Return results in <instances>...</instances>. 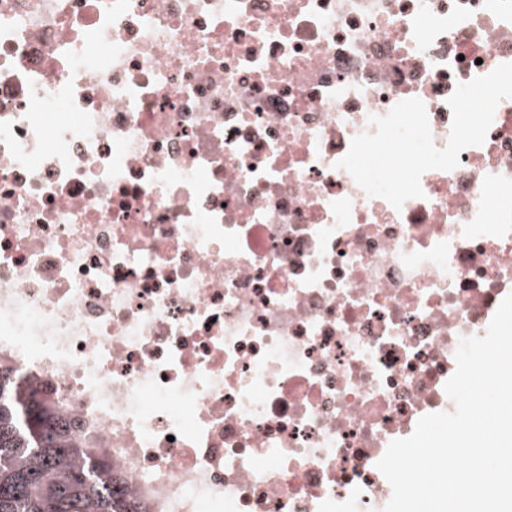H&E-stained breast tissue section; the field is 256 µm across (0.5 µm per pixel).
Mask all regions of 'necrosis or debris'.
<instances>
[{"label":"necrosis or debris","mask_w":512,"mask_h":512,"mask_svg":"<svg viewBox=\"0 0 512 512\" xmlns=\"http://www.w3.org/2000/svg\"><path fill=\"white\" fill-rule=\"evenodd\" d=\"M512 63V0H0V356L135 512H383L512 293V98L394 208L336 163Z\"/></svg>","instance_id":"obj_1"}]
</instances>
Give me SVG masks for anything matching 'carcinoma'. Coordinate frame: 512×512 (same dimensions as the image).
Listing matches in <instances>:
<instances>
[{"label":"carcinoma","instance_id":"1","mask_svg":"<svg viewBox=\"0 0 512 512\" xmlns=\"http://www.w3.org/2000/svg\"><path fill=\"white\" fill-rule=\"evenodd\" d=\"M0 512H129L112 464L71 432L69 421L0 362Z\"/></svg>","mask_w":512,"mask_h":512}]
</instances>
